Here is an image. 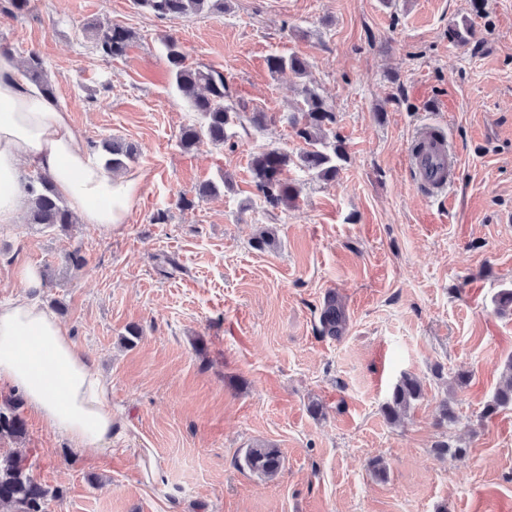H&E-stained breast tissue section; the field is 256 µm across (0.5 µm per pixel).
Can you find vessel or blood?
<instances>
[{"label":"vessel or blood","instance_id":"1","mask_svg":"<svg viewBox=\"0 0 512 512\" xmlns=\"http://www.w3.org/2000/svg\"><path fill=\"white\" fill-rule=\"evenodd\" d=\"M420 145V152L409 153V166L416 170L430 194H446L458 166L453 147L446 139L432 132L421 134Z\"/></svg>","mask_w":512,"mask_h":512}]
</instances>
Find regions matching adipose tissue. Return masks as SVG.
<instances>
[{
  "label": "adipose tissue",
  "mask_w": 512,
  "mask_h": 512,
  "mask_svg": "<svg viewBox=\"0 0 512 512\" xmlns=\"http://www.w3.org/2000/svg\"><path fill=\"white\" fill-rule=\"evenodd\" d=\"M81 139L67 112L29 84L16 55L0 50V224L15 223L28 202L26 167L53 178L81 223L108 232L125 223L138 180L107 172ZM0 381L80 452L98 454L111 439L107 385L48 308L0 303Z\"/></svg>",
  "instance_id": "adipose-tissue-1"
}]
</instances>
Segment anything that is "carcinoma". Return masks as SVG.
<instances>
[{
  "mask_svg": "<svg viewBox=\"0 0 512 512\" xmlns=\"http://www.w3.org/2000/svg\"><path fill=\"white\" fill-rule=\"evenodd\" d=\"M134 4L165 19L224 10V0H134ZM29 5L30 0H5L0 11L19 18L27 13ZM83 31L91 39L96 52L104 58L123 56L132 38V32L119 24L101 27L88 23ZM163 47L172 82L187 98L190 108L197 115L195 123L182 129L180 144L183 149H190L202 138L218 145L224 144L228 138V128L243 114L248 116L249 122L256 129L274 120V117L259 108L233 99L224 72L187 64L186 56L175 37L166 36ZM266 63L273 75L286 70L296 76L307 74L308 62L295 54H272ZM25 72L39 92L49 98L54 96L45 62L38 53H30ZM301 96L302 100L288 113L286 120L305 147L294 155L277 148L266 150L253 156L250 161L255 189L272 209L293 203L299 195L298 187L283 177L288 167L294 165L306 169L319 179L329 181L336 179L341 171V162L346 159L345 142L336 132L333 109L313 87L303 86ZM102 150L105 155L104 166L114 174L126 169L128 162L134 159V151L115 139L104 140ZM28 192L31 196L29 223L43 228H64L75 223V216L65 204L50 175H39L28 185ZM320 322L323 333L337 335L342 323V312L336 306L335 299L325 301ZM421 395V382L413 376L404 377L395 387L390 402L383 407L384 416L391 422L396 421ZM510 405L512 357L505 363L501 381L492 400L485 406L484 415H493ZM21 408L22 399L18 395L0 400V441L17 443L26 438L27 427ZM243 462V468L248 471L272 479L281 471L283 459L280 449L263 443L247 449ZM54 496L56 492L37 480L25 456L19 451L0 452L1 508L7 509V512H46V502Z\"/></svg>",
  "mask_w": 512,
  "mask_h": 512,
  "instance_id": "1",
  "label": "carcinoma"
}]
</instances>
